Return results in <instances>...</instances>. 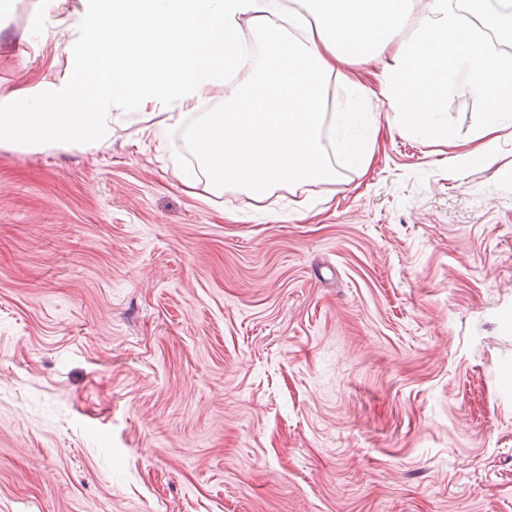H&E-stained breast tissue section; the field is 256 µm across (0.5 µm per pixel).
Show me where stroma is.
<instances>
[{"mask_svg": "<svg viewBox=\"0 0 512 512\" xmlns=\"http://www.w3.org/2000/svg\"><path fill=\"white\" fill-rule=\"evenodd\" d=\"M85 8L5 0L0 89L69 75ZM469 84L446 140L380 115L262 204L132 103L108 147L0 145V512H512V137L449 167Z\"/></svg>", "mask_w": 512, "mask_h": 512, "instance_id": "1", "label": "stroma"}]
</instances>
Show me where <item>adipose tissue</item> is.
Wrapping results in <instances>:
<instances>
[{
	"instance_id": "obj_1",
	"label": "adipose tissue",
	"mask_w": 512,
	"mask_h": 512,
	"mask_svg": "<svg viewBox=\"0 0 512 512\" xmlns=\"http://www.w3.org/2000/svg\"><path fill=\"white\" fill-rule=\"evenodd\" d=\"M499 2L425 0L418 12L415 0H87L72 24L73 75L0 91V144L106 147L113 102L136 99L162 109L143 122L182 131L216 182L261 201L335 179L324 143L328 82L353 85L349 66L389 52L379 104L394 122L445 139L440 116L463 69L484 103L472 134L488 152L493 134L512 132V59L488 49L473 25L512 29V0ZM410 19L412 42L400 36ZM216 97L223 111L187 125Z\"/></svg>"
}]
</instances>
